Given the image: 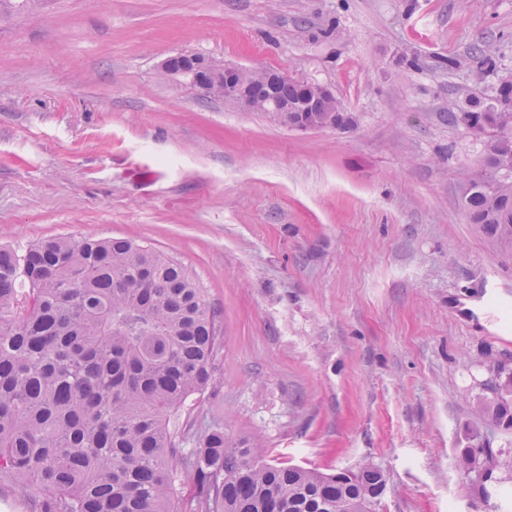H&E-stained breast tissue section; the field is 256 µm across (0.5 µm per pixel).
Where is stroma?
Here are the masks:
<instances>
[{
  "label": "stroma",
  "mask_w": 512,
  "mask_h": 512,
  "mask_svg": "<svg viewBox=\"0 0 512 512\" xmlns=\"http://www.w3.org/2000/svg\"><path fill=\"white\" fill-rule=\"evenodd\" d=\"M492 49L495 71L442 66ZM198 52L329 85L352 128L307 132L159 66ZM512 72V0H48L0 22V243L145 242L219 316L215 381L175 415L261 462L377 466L375 512H512V308L463 317L512 246L467 220L486 142L448 115ZM489 444L500 491L456 467ZM478 454H482L484 458H488L491 454H493L492 448H485L483 445L475 446L474 448H464L460 455L457 457V467L461 471V473L469 479L472 485L478 487V489L485 493L486 497L490 496L489 492L486 490L485 482L487 479H482L481 476H474V459Z\"/></svg>",
  "instance_id": "obj_1"
}]
</instances>
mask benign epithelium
<instances>
[{"label": "benign epithelium", "instance_id": "7a95c632", "mask_svg": "<svg viewBox=\"0 0 512 512\" xmlns=\"http://www.w3.org/2000/svg\"><path fill=\"white\" fill-rule=\"evenodd\" d=\"M164 78L180 75L206 96L224 100V104L248 112H261L267 119L291 130L308 131L321 125L305 119L307 112L322 111V104L335 99L332 89L323 83L306 81L274 68H247L195 53H181L164 59L159 67ZM288 83L297 86V98L282 103L279 88Z\"/></svg>", "mask_w": 512, "mask_h": 512}]
</instances>
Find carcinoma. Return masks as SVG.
Returning a JSON list of instances; mask_svg holds the SVG:
<instances>
[{"mask_svg":"<svg viewBox=\"0 0 512 512\" xmlns=\"http://www.w3.org/2000/svg\"><path fill=\"white\" fill-rule=\"evenodd\" d=\"M468 63L495 70L485 50ZM508 96L448 113L486 139L482 161L465 172L469 223L512 245V74ZM312 117L352 126L339 101ZM221 336L203 288L180 262L124 239L59 237L18 252L0 246V485L33 492L29 512H364L386 482L371 464L324 476L261 463L252 448H230L224 428L171 429V417L214 380ZM512 429V387L494 403ZM483 445L457 467L473 475ZM189 492L177 498L180 477Z\"/></svg>","mask_w":512,"mask_h":512,"instance_id":"obj_1","label":"carcinoma"}]
</instances>
